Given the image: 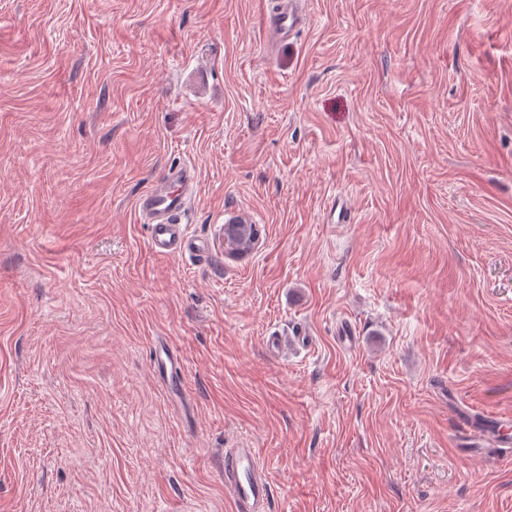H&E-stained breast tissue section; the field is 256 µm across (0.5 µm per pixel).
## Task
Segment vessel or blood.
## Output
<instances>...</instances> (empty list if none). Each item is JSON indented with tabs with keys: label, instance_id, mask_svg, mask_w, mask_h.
<instances>
[{
	"label": "vessel or blood",
	"instance_id": "obj_1",
	"mask_svg": "<svg viewBox=\"0 0 512 512\" xmlns=\"http://www.w3.org/2000/svg\"><path fill=\"white\" fill-rule=\"evenodd\" d=\"M277 2L278 9L268 12L265 20L275 38L285 39L303 25L304 17L296 8L298 0ZM196 185V169L181 165L168 169L138 197V217L147 225L149 246L158 256L205 257L204 242L190 234L184 222ZM154 367L169 390H179L182 363L173 351L156 350ZM224 487L235 512H270L272 484L259 463L257 449H225Z\"/></svg>",
	"mask_w": 512,
	"mask_h": 512
}]
</instances>
